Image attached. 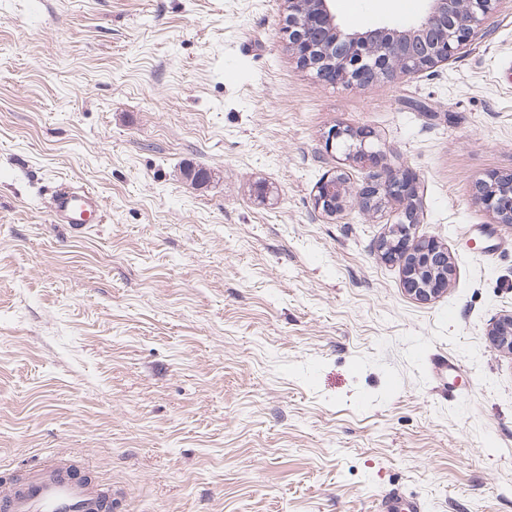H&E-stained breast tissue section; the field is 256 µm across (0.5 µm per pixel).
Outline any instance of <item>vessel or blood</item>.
<instances>
[{"mask_svg": "<svg viewBox=\"0 0 512 512\" xmlns=\"http://www.w3.org/2000/svg\"><path fill=\"white\" fill-rule=\"evenodd\" d=\"M51 215L54 223L77 231L104 221L97 193L69 184L54 190ZM107 496L105 486L75 476L71 464L53 459L31 468L22 486L0 490V512H102ZM377 512H425V504L394 488L379 498Z\"/></svg>", "mask_w": 512, "mask_h": 512, "instance_id": "b4317fda", "label": "vessel or blood"}]
</instances>
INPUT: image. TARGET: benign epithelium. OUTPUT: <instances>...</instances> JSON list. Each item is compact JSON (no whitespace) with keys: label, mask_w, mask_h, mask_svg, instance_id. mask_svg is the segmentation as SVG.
<instances>
[{"label":"benign epithelium","mask_w":512,"mask_h":512,"mask_svg":"<svg viewBox=\"0 0 512 512\" xmlns=\"http://www.w3.org/2000/svg\"><path fill=\"white\" fill-rule=\"evenodd\" d=\"M424 13L400 28H379L344 32L336 23L332 0H288V17L297 32L289 47L298 62L329 84L367 88L392 72L415 73L448 61L466 45L495 13L500 0H425ZM367 132L340 127L331 131L329 141L347 150L353 162L373 170L370 182L351 189L344 173L322 178L315 189L317 209L333 217L350 204L376 211L389 204L398 214L391 239L380 247L386 259L403 267L405 292L416 300L429 301L448 286L452 266L447 253L433 239H418L413 230L419 223L416 178H401L377 171L382 151L367 143ZM475 198L497 217L500 224H512V175L492 174L475 185ZM499 349L512 353V314L492 329Z\"/></svg>","instance_id":"1"}]
</instances>
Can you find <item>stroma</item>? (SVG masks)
Listing matches in <instances>:
<instances>
[{"instance_id": "35a3bbf8", "label": "stroma", "mask_w": 512, "mask_h": 512, "mask_svg": "<svg viewBox=\"0 0 512 512\" xmlns=\"http://www.w3.org/2000/svg\"><path fill=\"white\" fill-rule=\"evenodd\" d=\"M332 4L342 30L423 0ZM285 0H0V488L47 455L112 512H512V224L473 195L512 173V0L448 62L331 85L288 48ZM417 178L440 296L403 288L392 208L326 218L316 184ZM205 168L191 184L185 172ZM106 223L56 224L60 183ZM265 196H257L258 186ZM447 357V380L426 362ZM370 137L367 132H353L338 127L329 134L328 143L331 141L332 145L335 140L339 146L346 148L348 151L346 154L353 162L360 164L362 167L377 169L382 151L375 150L372 143H366ZM425 507L421 499L393 488L378 499L376 512H425Z\"/></svg>"}]
</instances>
